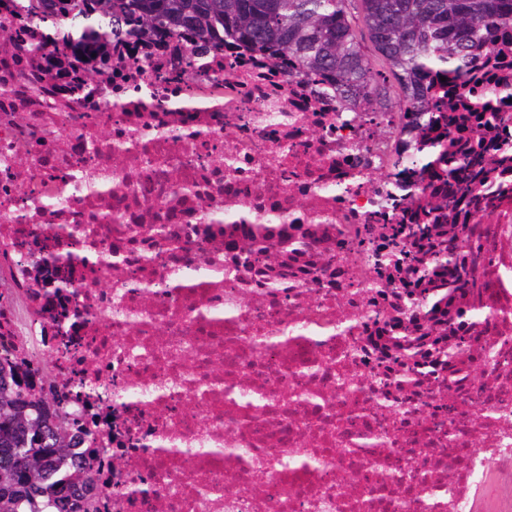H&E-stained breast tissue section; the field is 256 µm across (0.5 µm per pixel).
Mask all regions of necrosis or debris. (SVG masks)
Wrapping results in <instances>:
<instances>
[{
	"label": "necrosis or debris",
	"mask_w": 512,
	"mask_h": 512,
	"mask_svg": "<svg viewBox=\"0 0 512 512\" xmlns=\"http://www.w3.org/2000/svg\"><path fill=\"white\" fill-rule=\"evenodd\" d=\"M0 26V354L81 408L111 456L104 512H476L491 466L512 468V194L398 163L401 113L291 62L117 42L90 82L88 61L62 78L36 53L56 29L29 0H0ZM488 55L463 87L432 75L431 109L501 90L491 136L512 149V39ZM417 186L467 257L444 342L478 382L406 358L423 293L373 260L366 225L418 223ZM55 251L72 264L41 263Z\"/></svg>",
	"instance_id": "4bbe7bcc"
}]
</instances>
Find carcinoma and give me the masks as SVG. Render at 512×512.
I'll return each mask as SVG.
<instances>
[{
	"label": "carcinoma",
	"mask_w": 512,
	"mask_h": 512,
	"mask_svg": "<svg viewBox=\"0 0 512 512\" xmlns=\"http://www.w3.org/2000/svg\"><path fill=\"white\" fill-rule=\"evenodd\" d=\"M36 13L58 36L35 51L55 63L96 48L99 62L125 36L164 43L193 34L201 46L227 39L268 59L291 56L299 72L333 82L355 106L397 110L406 119L405 161L439 166L448 186L461 181L484 150L482 132L505 116L475 102L477 140L461 142L467 116L428 109L430 75L448 71L459 86L499 36L512 35V0H35ZM448 140L423 153L413 141L445 122ZM416 233L376 254L377 265L401 270ZM454 243L439 244L432 260L414 269L417 282L435 268L465 267ZM44 367L0 356V512H98L96 470L105 450L84 447L87 431L61 399L44 394Z\"/></svg>",
	"instance_id": "1"
}]
</instances>
